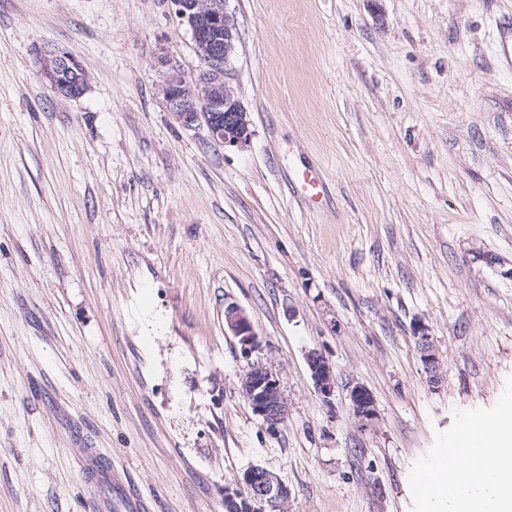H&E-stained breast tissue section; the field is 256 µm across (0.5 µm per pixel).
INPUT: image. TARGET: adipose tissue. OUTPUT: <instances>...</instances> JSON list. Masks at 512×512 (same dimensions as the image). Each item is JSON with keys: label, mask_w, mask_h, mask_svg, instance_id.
Listing matches in <instances>:
<instances>
[{"label": "adipose tissue", "mask_w": 512, "mask_h": 512, "mask_svg": "<svg viewBox=\"0 0 512 512\" xmlns=\"http://www.w3.org/2000/svg\"><path fill=\"white\" fill-rule=\"evenodd\" d=\"M426 472L433 512H512V405L465 422Z\"/></svg>", "instance_id": "adipose-tissue-1"}]
</instances>
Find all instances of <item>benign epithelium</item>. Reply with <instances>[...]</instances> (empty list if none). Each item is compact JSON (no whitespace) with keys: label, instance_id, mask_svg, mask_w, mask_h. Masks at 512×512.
Wrapping results in <instances>:
<instances>
[{"label":"benign epithelium","instance_id":"benign-epithelium-1","mask_svg":"<svg viewBox=\"0 0 512 512\" xmlns=\"http://www.w3.org/2000/svg\"><path fill=\"white\" fill-rule=\"evenodd\" d=\"M180 23L190 31L201 66L189 77L180 65L161 58L165 67L161 91L170 114L183 126L204 122L212 138L226 147L245 148L252 130L248 112L229 84L236 49L237 28L225 9V0H172ZM49 88L62 96L77 98L88 88L82 64L70 53L55 49L40 61ZM224 328L238 339L242 350L256 346L257 334L241 308H224ZM422 361L429 382L440 381L439 361L426 329L417 330ZM308 366L318 391L325 397L333 392V376L326 358L312 352ZM243 391L253 413L267 429L274 431L285 421L288 406L276 374L253 363L243 376ZM354 414L369 422L376 415L371 393L360 385L350 389ZM288 487L274 473L263 468L245 471L236 487L224 488V512H281L288 501Z\"/></svg>","mask_w":512,"mask_h":512}]
</instances>
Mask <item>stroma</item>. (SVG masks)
<instances>
[{
  "mask_svg": "<svg viewBox=\"0 0 512 512\" xmlns=\"http://www.w3.org/2000/svg\"><path fill=\"white\" fill-rule=\"evenodd\" d=\"M225 7L242 149L166 108L161 57L199 66L171 0H0V512L104 495L224 512L254 466L288 486L285 512H426L424 465L512 399V72L496 57L512 0ZM57 48L83 96L43 83ZM230 304L251 353L224 329ZM255 361L288 403L273 432L242 392ZM88 448L110 484L84 478ZM40 65L53 92L68 98H77L87 90V75L82 64L67 51H49L41 58ZM224 329L238 339L243 351H250L256 346L257 334L254 327L237 305L230 304L224 308ZM419 345L421 350L422 361L425 365L426 372L429 375V382L433 384H437L440 381L439 377V361L436 357L431 342L429 340V335L426 332L425 328H419L417 330ZM307 360L316 388L324 397H328L333 392L334 387L332 371L328 361L318 352H311ZM349 400L354 414L364 422H369L376 415L374 400L371 393L360 385L350 389Z\"/></svg>",
  "mask_w": 512,
  "mask_h": 512,
  "instance_id": "stroma-1",
  "label": "stroma"
}]
</instances>
